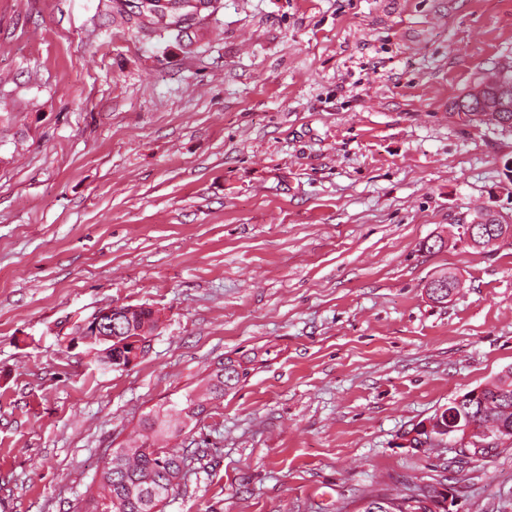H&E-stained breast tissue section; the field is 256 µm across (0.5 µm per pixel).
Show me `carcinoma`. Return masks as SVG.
Returning <instances> with one entry per match:
<instances>
[{
    "instance_id": "obj_1",
    "label": "carcinoma",
    "mask_w": 512,
    "mask_h": 512,
    "mask_svg": "<svg viewBox=\"0 0 512 512\" xmlns=\"http://www.w3.org/2000/svg\"><path fill=\"white\" fill-rule=\"evenodd\" d=\"M136 15L151 18L150 24L139 22L142 29L153 33L170 29L173 20L161 22L153 12L156 0H139ZM250 360L227 357L222 361L224 373L208 375L204 392L185 394L176 401L159 404L139 420L140 440L126 448L115 449V461L93 479L86 490L82 512H164L168 499L180 486L190 461L168 447L192 419L190 412H204V402L221 400L249 374ZM461 421L487 432L512 439V367L496 375L482 401H466L458 407ZM434 490L418 488L398 499H386L383 512H436L429 505Z\"/></svg>"
}]
</instances>
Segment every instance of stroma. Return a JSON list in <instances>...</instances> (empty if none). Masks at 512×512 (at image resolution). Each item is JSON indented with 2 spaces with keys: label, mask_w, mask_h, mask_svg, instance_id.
<instances>
[{
  "label": "stroma",
  "mask_w": 512,
  "mask_h": 512,
  "mask_svg": "<svg viewBox=\"0 0 512 512\" xmlns=\"http://www.w3.org/2000/svg\"><path fill=\"white\" fill-rule=\"evenodd\" d=\"M189 34L0 0V512H79L108 449L226 357L253 363L171 439L165 512L426 485L512 512V444L407 440L512 366V245L459 240L512 217V129L451 110L512 66V0H222ZM114 304L161 315L125 368L65 343ZM499 221H500V214L494 210H487V212H485L482 217L476 218L475 220H473L471 222V225H470V228H469L468 234H467L468 241L472 245H467V247H469L475 251H478L476 249H482V251H485L486 249H488L490 247L496 246L497 245L496 243L490 244V242L492 240V237L490 235L486 236V239H484V240L477 241L478 244H480L481 246H475L473 244L476 243L474 241V236L477 234L479 235V233L482 232L483 226L487 225V227H489L490 224H496V223H499ZM482 251H479V252H482Z\"/></svg>",
  "instance_id": "stroma-1"
}]
</instances>
